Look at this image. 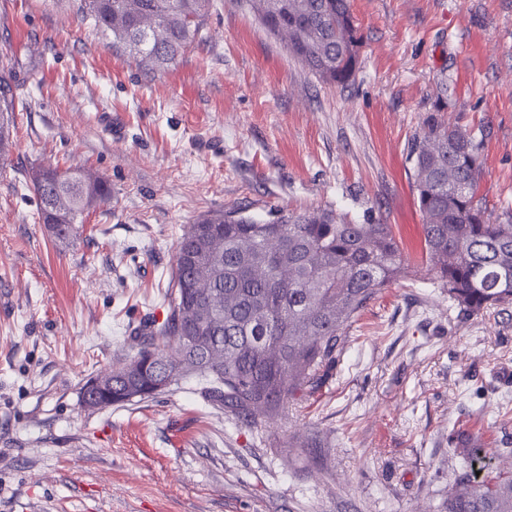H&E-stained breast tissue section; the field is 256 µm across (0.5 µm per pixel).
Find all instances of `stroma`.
<instances>
[{
	"instance_id": "stroma-1",
	"label": "stroma",
	"mask_w": 512,
	"mask_h": 512,
	"mask_svg": "<svg viewBox=\"0 0 512 512\" xmlns=\"http://www.w3.org/2000/svg\"><path fill=\"white\" fill-rule=\"evenodd\" d=\"M161 71L112 52L70 0H0V59L25 111L0 168V512H439L464 420L512 448V306L467 317L422 268L410 142L448 79V120L512 220V0H351L355 85L315 78L246 0ZM82 167L112 199L73 239L36 220L25 175ZM330 208L392 225L416 272L345 329L329 381L255 429L202 382L88 410L80 388L133 354L201 215ZM321 448H297L304 435Z\"/></svg>"
}]
</instances>
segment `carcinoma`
I'll return each instance as SVG.
<instances>
[{"label":"carcinoma","mask_w":512,"mask_h":512,"mask_svg":"<svg viewBox=\"0 0 512 512\" xmlns=\"http://www.w3.org/2000/svg\"><path fill=\"white\" fill-rule=\"evenodd\" d=\"M253 13L319 80L353 82L361 35L351 0H248ZM77 13L112 37L148 70H161L202 38L212 0H77ZM410 147L424 252L448 299L466 316L512 305V222L492 224L478 204L483 163L470 132L448 123V82ZM15 102L0 75V143L9 141L4 113ZM39 220L66 241L111 189L86 169L34 167L27 173ZM269 222L245 210L206 214L180 237L164 295L163 321L145 322L136 352L119 362L154 358L140 377L150 383L207 380L205 395L224 413L256 427L300 392L322 387L341 356L344 330L381 291L409 273L388 224H354L331 209L273 208ZM465 473L448 485L442 512H512V463L491 467L477 437H449Z\"/></svg>","instance_id":"obj_1"}]
</instances>
